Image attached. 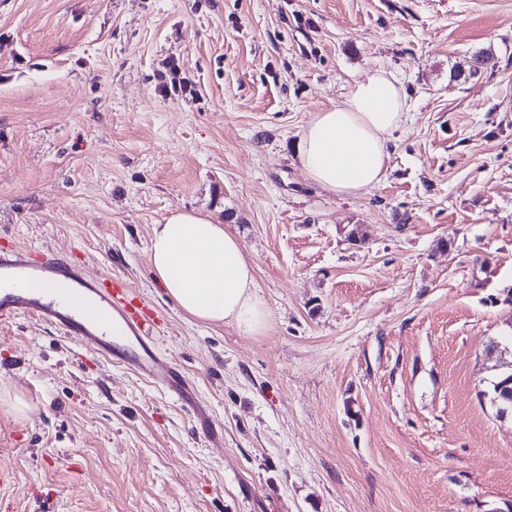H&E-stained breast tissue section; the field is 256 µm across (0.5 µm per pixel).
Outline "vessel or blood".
<instances>
[{"mask_svg":"<svg viewBox=\"0 0 512 512\" xmlns=\"http://www.w3.org/2000/svg\"><path fill=\"white\" fill-rule=\"evenodd\" d=\"M31 316L56 327L106 360L130 369L190 409L209 438L216 427L198 404L193 385L161 358L151 339L155 315L120 277H88L56 252L0 248V321Z\"/></svg>","mask_w":512,"mask_h":512,"instance_id":"obj_1","label":"vessel or blood"}]
</instances>
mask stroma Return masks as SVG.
I'll return each instance as SVG.
<instances>
[{
	"label": "stroma",
	"mask_w": 512,
	"mask_h": 512,
	"mask_svg": "<svg viewBox=\"0 0 512 512\" xmlns=\"http://www.w3.org/2000/svg\"><path fill=\"white\" fill-rule=\"evenodd\" d=\"M379 70L410 118L378 185L328 193L295 164L300 131ZM180 211L230 224L265 335L161 288L149 242ZM0 244L131 281L224 433L16 317L0 512L512 502V421L489 397L512 370V0H0Z\"/></svg>",
	"instance_id": "obj_1"
}]
</instances>
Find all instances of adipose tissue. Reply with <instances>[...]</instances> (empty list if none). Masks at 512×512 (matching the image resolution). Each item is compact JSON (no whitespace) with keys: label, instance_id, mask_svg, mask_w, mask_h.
I'll return each instance as SVG.
<instances>
[{"label":"adipose tissue","instance_id":"ef3b65f1","mask_svg":"<svg viewBox=\"0 0 512 512\" xmlns=\"http://www.w3.org/2000/svg\"><path fill=\"white\" fill-rule=\"evenodd\" d=\"M410 110L393 73L365 74L343 102L316 113L303 128L299 168L327 192L359 195L383 179L392 135ZM149 252L162 287L184 313L253 336L267 332L270 312L257 293L253 266L227 225L194 211L174 213L154 225Z\"/></svg>","mask_w":512,"mask_h":512}]
</instances>
